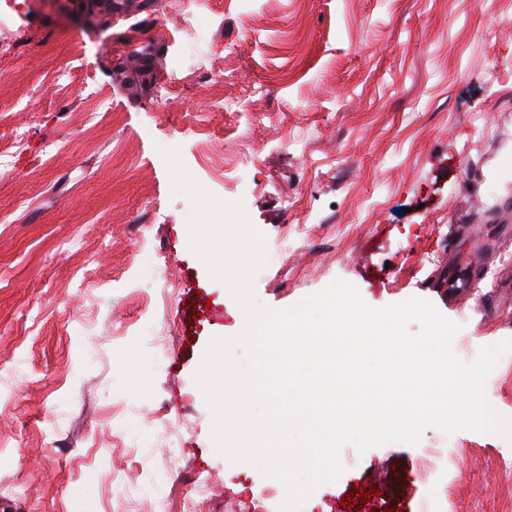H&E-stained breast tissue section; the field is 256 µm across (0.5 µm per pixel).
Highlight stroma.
<instances>
[{
    "instance_id": "stroma-1",
    "label": "stroma",
    "mask_w": 512,
    "mask_h": 512,
    "mask_svg": "<svg viewBox=\"0 0 512 512\" xmlns=\"http://www.w3.org/2000/svg\"><path fill=\"white\" fill-rule=\"evenodd\" d=\"M221 76L179 54L166 0H16L0 13V124L26 147L0 173V512H185L171 466L220 474L198 512H278L283 486L230 463L194 375L244 316L190 250L189 199L161 149L266 237L258 301L284 310L341 279L371 307L429 301L455 355L512 339V0H211ZM73 63L77 83L46 74ZM227 97L237 112L219 111ZM96 126L77 123L98 101ZM61 152L46 162L47 141ZM224 147L225 174L208 164ZM469 236L492 262L452 306L437 288ZM432 264H424V257ZM204 316L189 319V304ZM486 395L512 416V352ZM447 462L419 477L427 449ZM373 499L362 502V492ZM512 512V443L428 429L355 455L301 512Z\"/></svg>"
}]
</instances>
